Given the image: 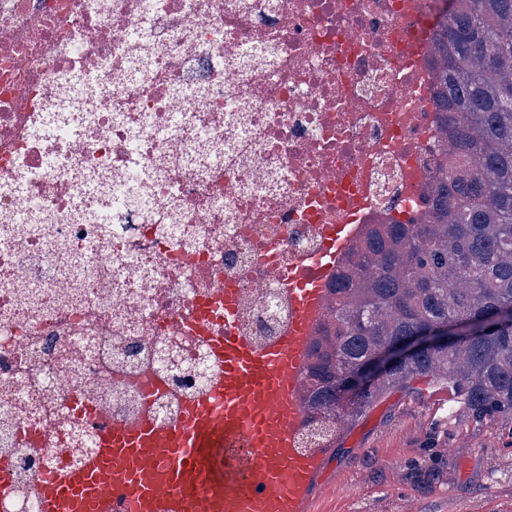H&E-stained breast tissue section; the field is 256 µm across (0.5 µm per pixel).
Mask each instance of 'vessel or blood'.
<instances>
[{
  "instance_id": "obj_1",
  "label": "vessel or blood",
  "mask_w": 512,
  "mask_h": 512,
  "mask_svg": "<svg viewBox=\"0 0 512 512\" xmlns=\"http://www.w3.org/2000/svg\"><path fill=\"white\" fill-rule=\"evenodd\" d=\"M352 232L324 228L307 274L286 279L292 317L269 344L211 335L208 314L185 325L209 343L215 375L177 421L137 424L95 415L94 449L35 484L37 512H306L323 450H300L304 365L325 307L326 281Z\"/></svg>"
}]
</instances>
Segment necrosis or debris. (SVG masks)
<instances>
[{
  "mask_svg": "<svg viewBox=\"0 0 512 512\" xmlns=\"http://www.w3.org/2000/svg\"><path fill=\"white\" fill-rule=\"evenodd\" d=\"M443 0H0V512L93 426L176 420L220 288L259 345L323 228L407 224L443 159Z\"/></svg>",
  "mask_w": 512,
  "mask_h": 512,
  "instance_id": "4bbe7bcc",
  "label": "necrosis or debris"
}]
</instances>
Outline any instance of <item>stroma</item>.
<instances>
[{"label": "stroma", "instance_id": "obj_1", "mask_svg": "<svg viewBox=\"0 0 512 512\" xmlns=\"http://www.w3.org/2000/svg\"><path fill=\"white\" fill-rule=\"evenodd\" d=\"M445 383L376 400L328 450L309 512H512V422L475 424Z\"/></svg>", "mask_w": 512, "mask_h": 512}]
</instances>
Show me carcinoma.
I'll use <instances>...</instances> for the list:
<instances>
[{
    "label": "carcinoma",
    "mask_w": 512,
    "mask_h": 512,
    "mask_svg": "<svg viewBox=\"0 0 512 512\" xmlns=\"http://www.w3.org/2000/svg\"><path fill=\"white\" fill-rule=\"evenodd\" d=\"M432 53L448 161L429 179L421 222L369 225L326 289L305 368L315 448L336 447L345 423L417 378L448 382L477 424L512 420V328L500 325L367 374L341 400L345 381L386 346L512 311V0H451ZM471 158L475 171L462 166Z\"/></svg>",
    "instance_id": "obj_1"
}]
</instances>
